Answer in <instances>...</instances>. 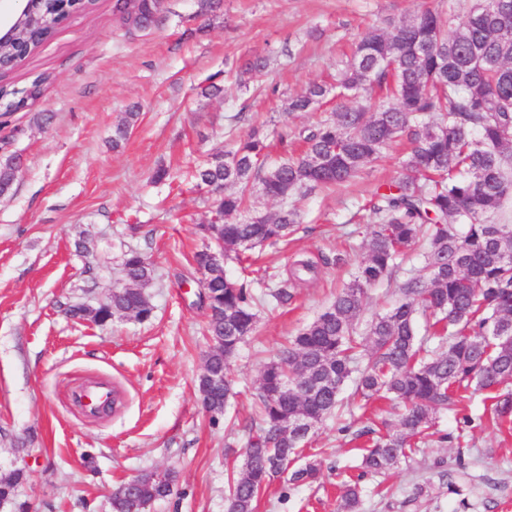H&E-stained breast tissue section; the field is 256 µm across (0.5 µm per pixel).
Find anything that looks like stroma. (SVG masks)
Listing matches in <instances>:
<instances>
[{
    "label": "stroma",
    "mask_w": 512,
    "mask_h": 512,
    "mask_svg": "<svg viewBox=\"0 0 512 512\" xmlns=\"http://www.w3.org/2000/svg\"><path fill=\"white\" fill-rule=\"evenodd\" d=\"M476 0H223L202 15L197 0H163L146 29L125 24L116 0H96L60 24L11 72L30 87L48 75L27 107L0 111V152L22 167L0 196V474L25 468L18 501L29 512H111L110 496L145 471H172L173 493L146 512H225L226 473L242 461L240 422L249 417L262 366L311 323L349 281L365 252L376 188L401 176L405 153L387 148L347 187L298 194L299 222L287 243L254 251L260 267L286 277L311 260L315 275L298 284L286 307L264 309L232 362L237 395L212 419L196 380L209 342L206 313L196 306L200 274L193 255L207 240L204 193L188 172L251 127L294 131L330 114L290 112L289 94L329 80L365 29L432 7L465 14ZM269 60L262 91L234 82L242 63ZM223 85L204 95L210 83ZM140 119L120 148L112 131L131 107ZM50 122H41V115ZM167 181L155 184L157 168ZM145 252L157 280L149 319L128 316L101 327L66 313L69 305L105 300L122 278L120 255ZM410 252L393 281L368 288L357 323H368L398 298ZM107 379L122 393L121 410L87 418L72 406L76 384ZM483 397L464 398L437 416L456 431L473 415L461 449L420 446L387 480H362L360 512H512V429L483 417ZM385 409L327 419L312 446L322 474L310 486L273 478L257 512H337L338 468L357 452L340 425L358 431ZM464 454L461 495L448 493L436 468ZM468 508H460V500Z\"/></svg>",
    "instance_id": "stroma-1"
}]
</instances>
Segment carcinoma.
<instances>
[{
	"label": "carcinoma",
	"mask_w": 512,
	"mask_h": 512,
	"mask_svg": "<svg viewBox=\"0 0 512 512\" xmlns=\"http://www.w3.org/2000/svg\"><path fill=\"white\" fill-rule=\"evenodd\" d=\"M65 6L77 10L71 0H38L0 49L20 63L53 35ZM267 67L264 56L247 60L236 71L237 87L250 90ZM332 92L348 103L298 131L304 144L298 155L271 160L267 137L254 128L215 148L192 174L212 199L201 230L214 248L224 247V258L243 264L250 261L246 251L287 241L298 223L288 209L247 216L249 199L285 201L296 191L339 188L388 144L409 146L401 178L374 194V225L353 279L262 369L258 416L245 426L244 461L228 477L226 512H256L276 476L291 486L318 479L320 463L304 455L305 445L342 407L350 382L360 400L388 401L394 421L358 433L371 443L362 450L359 478L342 482L339 512H360L359 479L386 474L418 444L460 442L463 429L454 434L436 427L437 414L456 405L459 392H491L512 381V226L492 223L512 198V0H479L455 25L427 7L373 27L340 64L336 83H312L289 96L288 111L314 112ZM26 103L25 90L0 85L4 111ZM139 116L125 113L113 129L112 148ZM18 171L16 157L0 160V195ZM417 244L421 268L410 271L396 304L370 322L366 336H356L366 290L390 277ZM121 266L124 285L98 306L75 305L70 313L98 326L129 315L150 318L154 264L131 248ZM312 272L313 263L301 260L286 279L264 272L218 275L205 284V333L222 345L206 352L197 388L213 419L234 395L230 362L252 334L258 308L288 304L291 286ZM491 399L495 422L512 423V393ZM25 479L20 468L0 478V507L24 512L16 490ZM173 485L168 472H145L128 492H113V512H141L171 495Z\"/></svg>",
	"instance_id": "carcinoma-1"
}]
</instances>
